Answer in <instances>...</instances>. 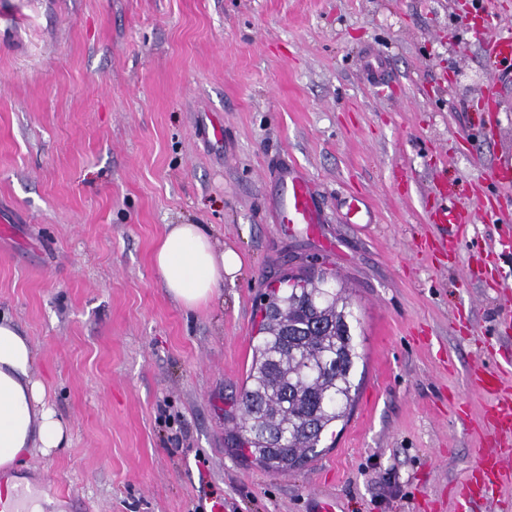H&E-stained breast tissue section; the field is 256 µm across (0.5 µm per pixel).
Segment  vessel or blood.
Returning <instances> with one entry per match:
<instances>
[{"mask_svg":"<svg viewBox=\"0 0 512 512\" xmlns=\"http://www.w3.org/2000/svg\"><path fill=\"white\" fill-rule=\"evenodd\" d=\"M277 192L274 196V209L277 223L288 230L302 227L315 231L323 221L321 204L308 173L294 163L285 165L278 173ZM431 222L452 226L454 232L438 244L442 250H457L459 240L457 230L466 229L467 224L456 206H441L429 214ZM486 418L492 427L499 431L512 430V398L498 399L486 409ZM512 461V447L497 445L480 449L478 463L469 481V493L481 499L492 489L507 462Z\"/></svg>","mask_w":512,"mask_h":512,"instance_id":"b4317fda","label":"vessel or blood"}]
</instances>
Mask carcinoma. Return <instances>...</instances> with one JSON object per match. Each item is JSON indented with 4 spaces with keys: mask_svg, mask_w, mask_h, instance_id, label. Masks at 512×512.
<instances>
[{
    "mask_svg": "<svg viewBox=\"0 0 512 512\" xmlns=\"http://www.w3.org/2000/svg\"><path fill=\"white\" fill-rule=\"evenodd\" d=\"M335 275L292 273L261 305L263 320L232 420L240 449L288 471L317 453L357 390L356 316Z\"/></svg>",
    "mask_w": 512,
    "mask_h": 512,
    "instance_id": "carcinoma-1",
    "label": "carcinoma"
}]
</instances>
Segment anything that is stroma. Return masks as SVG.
<instances>
[{
	"mask_svg": "<svg viewBox=\"0 0 512 512\" xmlns=\"http://www.w3.org/2000/svg\"><path fill=\"white\" fill-rule=\"evenodd\" d=\"M512 0H0V315L27 336L69 441L10 470L39 512H457L500 435L478 365L512 391V252L477 213L456 255L417 250L452 182L512 213ZM388 63L373 88L369 54ZM315 183L317 234L276 224V168ZM359 194L369 224L346 218ZM200 224L242 267L185 309L153 264ZM335 270L363 359L332 448L276 473L224 411L270 285Z\"/></svg>",
	"mask_w": 512,
	"mask_h": 512,
	"instance_id": "obj_1",
	"label": "stroma"
}]
</instances>
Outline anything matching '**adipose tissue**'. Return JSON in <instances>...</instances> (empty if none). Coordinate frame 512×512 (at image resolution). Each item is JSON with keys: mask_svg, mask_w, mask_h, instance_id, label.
<instances>
[{"mask_svg": "<svg viewBox=\"0 0 512 512\" xmlns=\"http://www.w3.org/2000/svg\"><path fill=\"white\" fill-rule=\"evenodd\" d=\"M153 263L170 297L195 309L216 298L235 273L237 253L223 250L198 224H172L158 242ZM36 352L15 323L0 316V468L21 464L33 452L63 447L68 425L47 400L35 371Z\"/></svg>", "mask_w": 512, "mask_h": 512, "instance_id": "1", "label": "adipose tissue"}]
</instances>
